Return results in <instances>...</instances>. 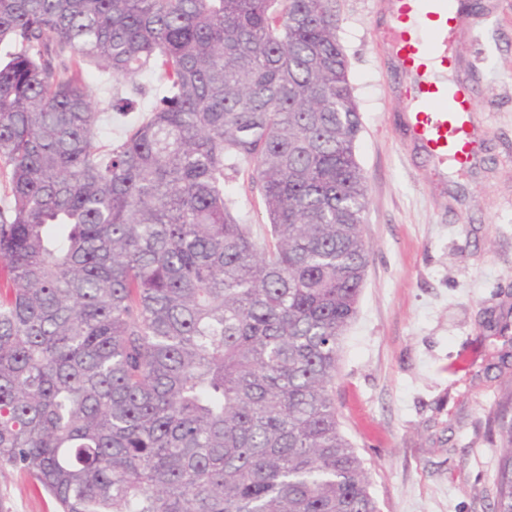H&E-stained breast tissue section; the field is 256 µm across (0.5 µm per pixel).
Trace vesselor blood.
I'll use <instances>...</instances> for the list:
<instances>
[{"label":"vessel or blood","instance_id":"vessel-or-blood-1","mask_svg":"<svg viewBox=\"0 0 512 512\" xmlns=\"http://www.w3.org/2000/svg\"><path fill=\"white\" fill-rule=\"evenodd\" d=\"M459 19V0H396L390 48L406 79L401 96L412 140L437 163L464 167L476 144L469 126L470 88L429 74L433 68L455 69L448 40Z\"/></svg>","mask_w":512,"mask_h":512}]
</instances>
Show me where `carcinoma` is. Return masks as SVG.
<instances>
[{"instance_id": "carcinoma-1", "label": "carcinoma", "mask_w": 512, "mask_h": 512, "mask_svg": "<svg viewBox=\"0 0 512 512\" xmlns=\"http://www.w3.org/2000/svg\"><path fill=\"white\" fill-rule=\"evenodd\" d=\"M337 28L336 0H0V470L57 512H377L331 395L369 251ZM250 172L248 165L241 163L237 173H227L233 177L231 184L235 211L245 220L244 224H251L256 236L262 237L268 225V218L261 193L256 185L251 183Z\"/></svg>"}]
</instances>
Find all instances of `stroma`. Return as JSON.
<instances>
[{"label":"stroma","mask_w":512,"mask_h":512,"mask_svg":"<svg viewBox=\"0 0 512 512\" xmlns=\"http://www.w3.org/2000/svg\"><path fill=\"white\" fill-rule=\"evenodd\" d=\"M394 0H336L361 117L369 245L332 389L379 512H489L495 412L512 398V0H481L449 49L471 86L481 147L464 169L411 143L403 77L384 34ZM236 212L263 236L261 193L240 165ZM507 331H499V324ZM0 512H56L26 472L0 470Z\"/></svg>","instance_id":"1"}]
</instances>
